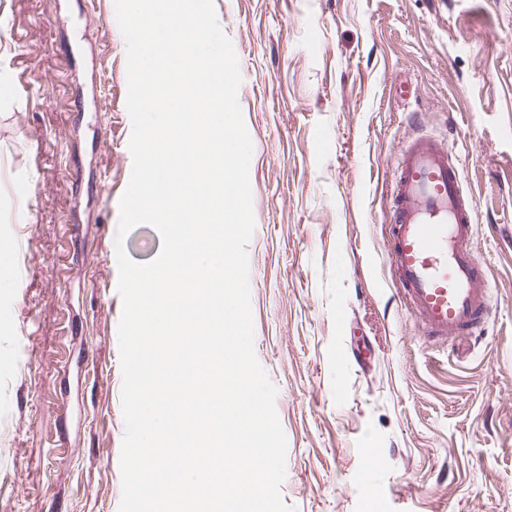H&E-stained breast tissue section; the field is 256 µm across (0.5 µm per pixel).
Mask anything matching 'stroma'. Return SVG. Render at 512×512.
<instances>
[{"instance_id": "35a3bbf8", "label": "stroma", "mask_w": 512, "mask_h": 512, "mask_svg": "<svg viewBox=\"0 0 512 512\" xmlns=\"http://www.w3.org/2000/svg\"><path fill=\"white\" fill-rule=\"evenodd\" d=\"M113 0H0V512H119L117 249L131 176ZM253 142L255 352L295 512H512V0H214ZM447 142L492 320L424 341L385 251L395 161ZM378 456L366 465L364 451Z\"/></svg>"}]
</instances>
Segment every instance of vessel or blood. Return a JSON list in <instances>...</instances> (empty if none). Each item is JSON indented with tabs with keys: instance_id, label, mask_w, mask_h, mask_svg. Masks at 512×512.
<instances>
[{
	"instance_id": "vessel-or-blood-1",
	"label": "vessel or blood",
	"mask_w": 512,
	"mask_h": 512,
	"mask_svg": "<svg viewBox=\"0 0 512 512\" xmlns=\"http://www.w3.org/2000/svg\"><path fill=\"white\" fill-rule=\"evenodd\" d=\"M476 222L460 165L418 135L399 153L387 256L392 279L425 340L455 344L492 317L490 281L474 249Z\"/></svg>"
}]
</instances>
